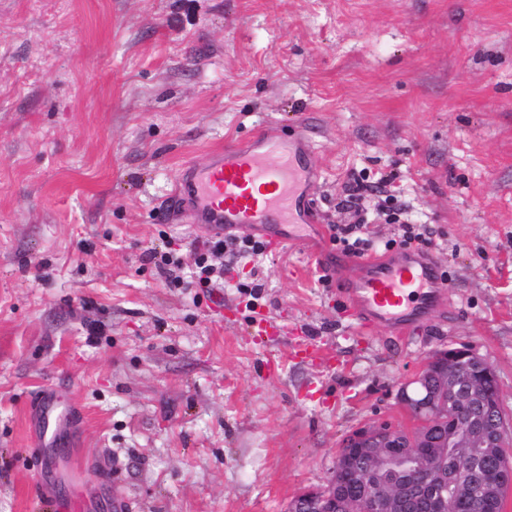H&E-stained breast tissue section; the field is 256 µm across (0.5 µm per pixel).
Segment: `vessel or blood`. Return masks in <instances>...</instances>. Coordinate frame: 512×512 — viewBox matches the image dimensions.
Returning a JSON list of instances; mask_svg holds the SVG:
<instances>
[{"instance_id":"obj_1","label":"vessel or blood","mask_w":512,"mask_h":512,"mask_svg":"<svg viewBox=\"0 0 512 512\" xmlns=\"http://www.w3.org/2000/svg\"><path fill=\"white\" fill-rule=\"evenodd\" d=\"M318 165L304 134L286 136L267 124L250 138L212 152L202 165L186 164L171 195L174 213L202 230L225 236L263 234L274 246L301 241L308 225L317 223L311 189ZM331 272L363 326L411 329L444 302L436 258L407 251L374 255L356 266L340 262ZM70 400L45 393L29 415L45 464L52 448L74 420ZM50 512H86L80 489L63 499L48 500Z\"/></svg>"}]
</instances>
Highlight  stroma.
Instances as JSON below:
<instances>
[{"label":"stroma","mask_w":512,"mask_h":512,"mask_svg":"<svg viewBox=\"0 0 512 512\" xmlns=\"http://www.w3.org/2000/svg\"><path fill=\"white\" fill-rule=\"evenodd\" d=\"M270 122L312 139L319 222L238 262L256 299L196 287L181 169ZM390 173L399 222L343 207ZM358 220L372 254L431 233L445 306L408 339L320 280L345 258L330 225ZM165 238L176 287L146 259ZM463 346L512 414V0H0V512H33L40 475L68 496L74 456L91 512H286L361 424L412 425L402 385ZM49 387L83 432L47 470L28 410Z\"/></svg>","instance_id":"stroma-1"}]
</instances>
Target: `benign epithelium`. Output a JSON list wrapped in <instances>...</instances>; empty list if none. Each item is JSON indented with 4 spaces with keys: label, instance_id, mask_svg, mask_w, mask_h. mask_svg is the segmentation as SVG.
<instances>
[{
    "label": "benign epithelium",
    "instance_id": "obj_1",
    "mask_svg": "<svg viewBox=\"0 0 512 512\" xmlns=\"http://www.w3.org/2000/svg\"><path fill=\"white\" fill-rule=\"evenodd\" d=\"M488 381L494 392L500 391L493 367L469 348L434 355L400 392L401 402L418 417L419 431L371 421L348 435L346 446L358 455L336 457L335 470L353 473L356 464L383 448L415 461L418 479L391 492L365 479L354 510L334 484L309 489L295 498L289 512H411L416 505L423 512H461L468 497L481 512H490L498 492L512 486V458L504 452L512 444V420L499 399H491ZM457 428L465 432L459 447L472 444L479 451L448 465L440 460L439 449L449 447Z\"/></svg>",
    "mask_w": 512,
    "mask_h": 512
}]
</instances>
